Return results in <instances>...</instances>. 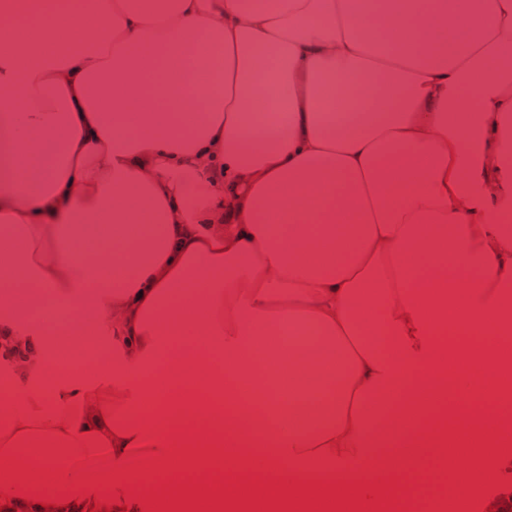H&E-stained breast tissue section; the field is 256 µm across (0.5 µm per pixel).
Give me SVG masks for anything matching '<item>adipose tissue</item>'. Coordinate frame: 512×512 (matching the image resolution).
I'll return each instance as SVG.
<instances>
[{
    "label": "adipose tissue",
    "mask_w": 512,
    "mask_h": 512,
    "mask_svg": "<svg viewBox=\"0 0 512 512\" xmlns=\"http://www.w3.org/2000/svg\"><path fill=\"white\" fill-rule=\"evenodd\" d=\"M0 40V334L29 350L0 375V494L31 492L36 460L58 491L33 512H71L101 457L112 512H146L174 461L351 483L379 416L512 407V0H86L1 12ZM48 299L78 310L68 335H104L110 370L46 381ZM450 317L465 335L437 336ZM291 326L310 361L266 344ZM316 373L313 410L297 379ZM220 392L264 416L169 415ZM428 432L401 444L441 483Z\"/></svg>",
    "instance_id": "adipose-tissue-1"
}]
</instances>
